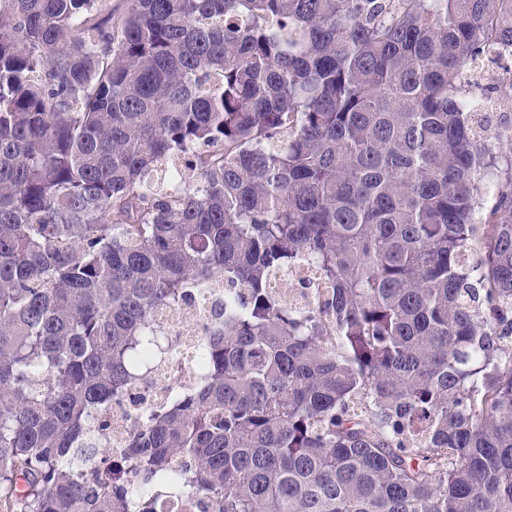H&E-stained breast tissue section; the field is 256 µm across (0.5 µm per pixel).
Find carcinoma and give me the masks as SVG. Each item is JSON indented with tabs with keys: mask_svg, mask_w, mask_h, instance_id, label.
Masks as SVG:
<instances>
[{
	"mask_svg": "<svg viewBox=\"0 0 512 512\" xmlns=\"http://www.w3.org/2000/svg\"><path fill=\"white\" fill-rule=\"evenodd\" d=\"M104 6L0 0V506L512 512V0ZM215 298L210 296L209 302L204 306L187 307L178 311L163 309L159 312L167 326L172 329L171 333V367L160 368L153 376L150 385L152 395L160 396L172 387L175 382H182L188 379L194 372L193 364L184 360L182 353L188 337H194L195 327L206 321L212 311ZM109 417L112 419V454L119 456L124 448L118 442L125 436L129 412L124 407L113 406Z\"/></svg>",
	"mask_w": 512,
	"mask_h": 512,
	"instance_id": "1",
	"label": "carcinoma"
}]
</instances>
